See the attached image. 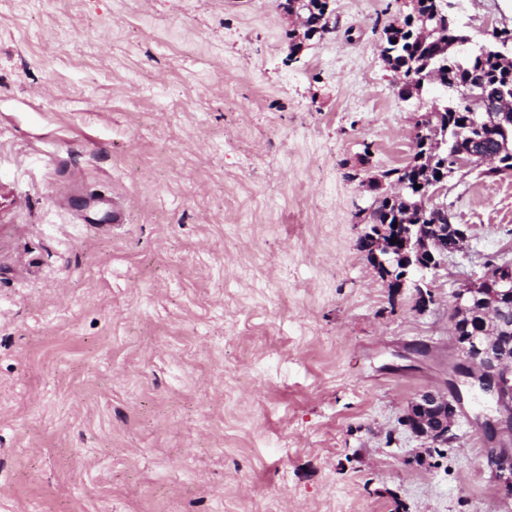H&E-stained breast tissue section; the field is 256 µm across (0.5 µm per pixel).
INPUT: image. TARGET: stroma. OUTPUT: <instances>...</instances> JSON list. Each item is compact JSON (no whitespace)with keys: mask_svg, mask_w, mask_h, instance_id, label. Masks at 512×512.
Segmentation results:
<instances>
[{"mask_svg":"<svg viewBox=\"0 0 512 512\" xmlns=\"http://www.w3.org/2000/svg\"><path fill=\"white\" fill-rule=\"evenodd\" d=\"M334 8L295 57L277 0H0V512H512L476 400L447 445L400 423L512 177L449 178L434 304L389 288L358 212L432 100L381 59L404 0Z\"/></svg>","mask_w":512,"mask_h":512,"instance_id":"stroma-1","label":"stroma"}]
</instances>
